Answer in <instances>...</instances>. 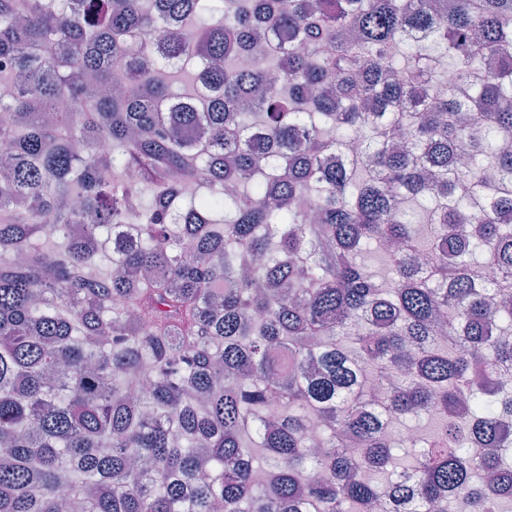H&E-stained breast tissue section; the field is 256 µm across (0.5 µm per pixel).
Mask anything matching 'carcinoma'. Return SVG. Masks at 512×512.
<instances>
[{"instance_id":"1","label":"carcinoma","mask_w":512,"mask_h":512,"mask_svg":"<svg viewBox=\"0 0 512 512\" xmlns=\"http://www.w3.org/2000/svg\"><path fill=\"white\" fill-rule=\"evenodd\" d=\"M0 58V512L512 501V0H0Z\"/></svg>"}]
</instances>
